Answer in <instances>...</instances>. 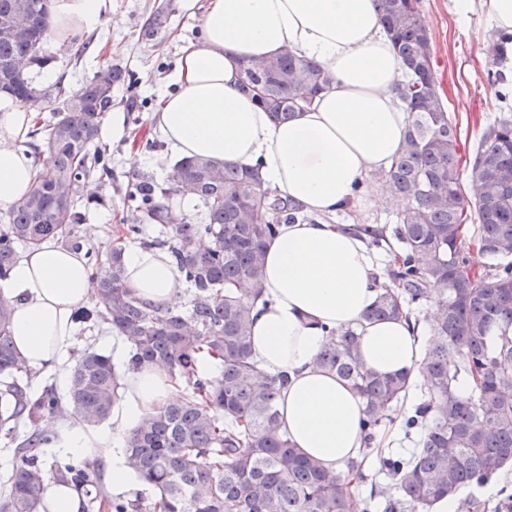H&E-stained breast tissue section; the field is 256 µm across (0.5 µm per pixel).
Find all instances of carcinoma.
Wrapping results in <instances>:
<instances>
[{
  "instance_id": "1",
  "label": "carcinoma",
  "mask_w": 512,
  "mask_h": 512,
  "mask_svg": "<svg viewBox=\"0 0 512 512\" xmlns=\"http://www.w3.org/2000/svg\"><path fill=\"white\" fill-rule=\"evenodd\" d=\"M418 0H377L404 70L396 98L409 112L400 156L380 174L386 189L407 200L387 238L385 228L363 224L369 244L385 246L386 281L369 311L372 320L419 322L433 301L432 338L416 375H379L361 361L356 329L329 330L317 357L320 368L345 380L362 399L369 446L409 390L422 397L407 416L421 433L409 456L380 457L391 485L358 498L367 480L365 458L348 465L351 479L301 455L282 429L276 400L286 377L251 356L252 312L263 298L267 241L280 224L314 221L303 208L263 188L258 171L216 159H180L171 187L137 178L124 207L129 223L105 250L84 248L83 215L75 194L111 174L93 150L99 122L112 110V91L127 72L108 65L78 92L58 83L41 87L31 67L45 55L47 0H0V91L33 105L54 104L36 117L29 136L43 145L31 190L0 214V282L20 252L57 241L86 249L96 283L94 301L73 313L78 324L104 323L123 338L122 366L94 348L71 369L66 394L46 386L32 391L19 378L25 366L12 336L13 303L0 295V432L44 412L73 409L79 420H106L121 400L129 373L161 363L182 382L185 396L145 414L127 438L125 464L153 498L110 499L87 494L84 512H415L460 489L482 486L512 465V115L479 137L469 191L460 184L459 138L448 117L434 71L428 31ZM512 33L495 35L491 54L506 59ZM329 82L318 64L292 50L243 65L242 88L276 121L311 106ZM201 205L192 220L167 204L170 193ZM159 249L174 259L187 285V305L149 308L125 285V247ZM486 258L477 268L470 250ZM208 361L217 372L208 373ZM53 436L39 428L17 448L18 461L0 496V512H39L50 479L79 491L95 486L94 465L47 464Z\"/></svg>"
}]
</instances>
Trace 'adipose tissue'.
Wrapping results in <instances>:
<instances>
[{"instance_id":"adipose-tissue-1","label":"adipose tissue","mask_w":512,"mask_h":512,"mask_svg":"<svg viewBox=\"0 0 512 512\" xmlns=\"http://www.w3.org/2000/svg\"><path fill=\"white\" fill-rule=\"evenodd\" d=\"M115 0H50V40L60 44L101 30ZM376 0H208L202 40L187 45L161 93L154 128L176 154L258 166L264 186L315 213L356 202L355 188L383 190L371 174L399 155L408 115L392 88L400 62L380 34ZM292 49L330 75L314 104L273 122L241 91V65ZM33 112L0 95V207L27 193L37 174L26 143ZM125 283L144 303L172 305L183 282L167 252L124 254ZM267 304L253 312L252 355L286 372L280 411L292 444L324 467L346 473L363 448L362 403L343 380L316 364L328 328H358L362 361L380 374L415 372L424 341L406 320H367L379 289L373 250L339 224H285L271 239L263 271ZM93 284L81 252L45 245L21 257L0 286L14 303L11 334L24 365L62 369L77 339L74 309ZM182 394L164 367L132 373L106 428L77 418L50 420L57 450L97 461L113 491L134 489L121 459L123 439L142 415Z\"/></svg>"}]
</instances>
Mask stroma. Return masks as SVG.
<instances>
[{
  "instance_id": "1",
  "label": "stroma",
  "mask_w": 512,
  "mask_h": 512,
  "mask_svg": "<svg viewBox=\"0 0 512 512\" xmlns=\"http://www.w3.org/2000/svg\"><path fill=\"white\" fill-rule=\"evenodd\" d=\"M169 2L166 24L153 36L143 34V26L161 2ZM206 0L186 8L184 0H116L117 18L105 24L101 33L81 36L75 42L48 45L53 71L69 91L80 90L95 71L106 65H120L134 78L127 88L113 92V111L123 121L139 116L134 142H105L101 148L111 157L112 174L98 180V200L83 203V230L86 246L106 247L119 230L126 213L124 199L138 173L151 174L160 185L176 160L166 145L143 151L145 141L156 139L152 114L158 95L175 91L173 75L183 47L198 41ZM421 15L430 34L439 92L460 136V177L468 179L474 145L483 129L500 116L505 105L487 81L492 67L488 46L495 35L484 11L472 6L460 13L457 0H420ZM393 218L386 196L364 195L351 212L338 213L339 224H387Z\"/></svg>"
}]
</instances>
